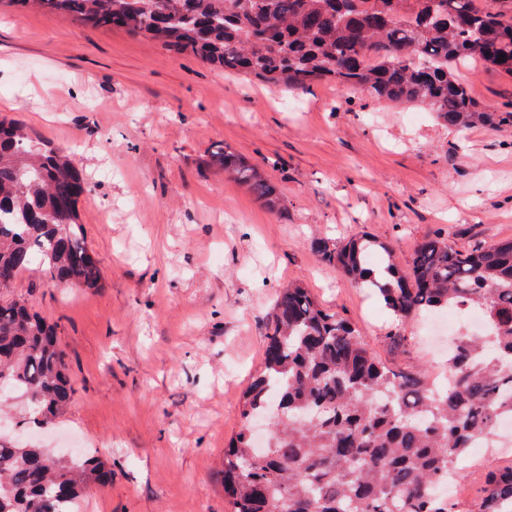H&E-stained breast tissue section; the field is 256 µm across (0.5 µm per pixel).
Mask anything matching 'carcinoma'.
Returning <instances> with one entry per match:
<instances>
[{"label":"carcinoma","instance_id":"obj_1","mask_svg":"<svg viewBox=\"0 0 512 512\" xmlns=\"http://www.w3.org/2000/svg\"><path fill=\"white\" fill-rule=\"evenodd\" d=\"M95 27L123 28L224 71L284 91L329 81L378 99L420 103L442 125L512 129V110L480 105L454 70L480 62L512 75L509 0H13ZM505 60L498 61L499 55ZM224 173L267 205L268 177L219 149ZM88 191L74 153L54 148L21 120L0 119V405L28 397L21 424L70 408L74 382L57 325L13 295L40 264L43 277L95 288L101 270L85 243L77 205ZM311 250L376 290L397 319L482 308L488 333L461 334L441 391L426 371L381 363L356 329L320 307L306 288L282 289L268 319L262 369L243 391L241 424L224 450L232 512H512V464L488 472L470 501L437 493L467 474L475 443L512 419V239L457 247L433 231L405 266L365 236L314 237ZM265 452L250 421L271 412ZM112 469L83 452L70 459L0 431V512H77Z\"/></svg>","mask_w":512,"mask_h":512}]
</instances>
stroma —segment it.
Masks as SVG:
<instances>
[{
    "mask_svg": "<svg viewBox=\"0 0 512 512\" xmlns=\"http://www.w3.org/2000/svg\"><path fill=\"white\" fill-rule=\"evenodd\" d=\"M457 76L479 103H512V75L473 63ZM6 98L10 116L76 152L90 186L78 210L98 287L29 271L12 288L57 324L76 389L67 417L31 438L112 468L81 512H230L224 449L288 282L378 357L436 371L447 336H430L425 319L395 321L371 289L319 260L312 237L366 234L402 262L438 228L454 246L512 238V133L457 134L417 104L330 82L279 92L120 28L0 0ZM218 145L268 175L279 207L225 175ZM511 458L512 447L474 449L456 496Z\"/></svg>",
    "mask_w": 512,
    "mask_h": 512,
    "instance_id": "stroma-1",
    "label": "stroma"
}]
</instances>
